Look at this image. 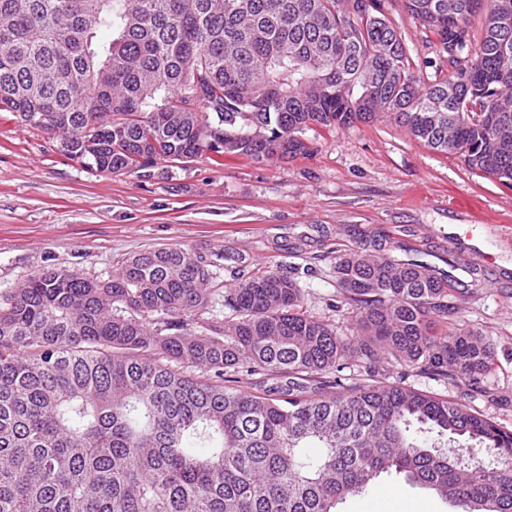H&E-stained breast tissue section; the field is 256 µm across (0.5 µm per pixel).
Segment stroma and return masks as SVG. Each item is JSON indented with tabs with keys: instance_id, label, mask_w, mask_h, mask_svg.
I'll use <instances>...</instances> for the list:
<instances>
[{
	"instance_id": "1",
	"label": "stroma",
	"mask_w": 512,
	"mask_h": 512,
	"mask_svg": "<svg viewBox=\"0 0 512 512\" xmlns=\"http://www.w3.org/2000/svg\"><path fill=\"white\" fill-rule=\"evenodd\" d=\"M390 17L417 65L435 79L436 37L394 0ZM309 151L256 161L206 154L164 162L150 175L88 170L65 157L55 135L0 111V298L27 275L62 268L108 277L133 253L180 246L214 263L218 279L261 266L294 274L304 306L350 339L334 251L396 253L404 246L440 265L454 257L479 281L453 320L492 343L480 390L464 382L403 374L396 381L456 401L512 430V187L433 151L395 121L307 132ZM344 512H449L428 491L387 476Z\"/></svg>"
}]
</instances>
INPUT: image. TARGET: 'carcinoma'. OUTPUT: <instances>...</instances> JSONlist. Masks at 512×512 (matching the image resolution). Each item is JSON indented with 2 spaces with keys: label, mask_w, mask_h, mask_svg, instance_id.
<instances>
[{
  "label": "carcinoma",
  "mask_w": 512,
  "mask_h": 512,
  "mask_svg": "<svg viewBox=\"0 0 512 512\" xmlns=\"http://www.w3.org/2000/svg\"><path fill=\"white\" fill-rule=\"evenodd\" d=\"M392 2L0 0V110L111 173L285 160L309 131L388 118L512 186V0H402L451 67L429 84ZM447 264L336 255L348 341L293 276L223 285L180 246L105 279L28 276L0 304V512H338L392 474L512 512V431L376 380L385 359L472 386L491 368L482 334L432 331L468 293Z\"/></svg>",
  "instance_id": "cac0c4a2"
}]
</instances>
